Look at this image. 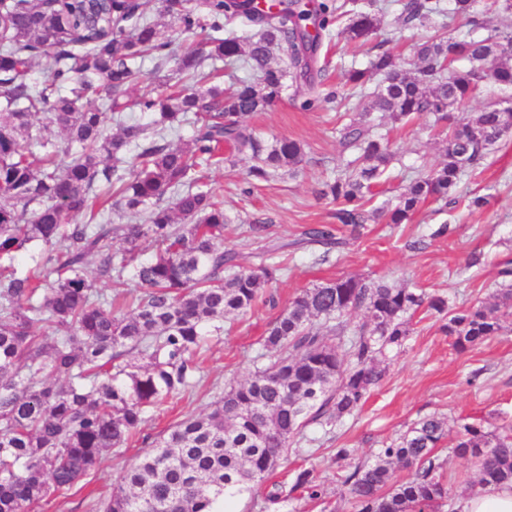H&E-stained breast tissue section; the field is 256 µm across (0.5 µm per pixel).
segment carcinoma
Returning a JSON list of instances; mask_svg holds the SVG:
<instances>
[{"label": "carcinoma", "instance_id": "obj_1", "mask_svg": "<svg viewBox=\"0 0 512 512\" xmlns=\"http://www.w3.org/2000/svg\"><path fill=\"white\" fill-rule=\"evenodd\" d=\"M377 0H345L352 40L367 41L380 25ZM161 14L183 33L204 34L182 55L168 31L145 17L140 0H0V512H30L51 493L63 494L93 469L103 452L133 441L148 409L192 386L207 336L224 333V320L246 313L278 280L279 263L246 270L224 250L231 219L224 204L200 185L197 173L246 160L247 183L279 170L298 171L303 146L288 139L268 144L248 118L278 100L287 83H302L311 108L318 97L312 64L331 23L322 0H280L268 11L252 0H160ZM448 13L474 32L485 28L477 0H400L405 26L435 27ZM255 27L224 36V23ZM48 58L37 82L35 62ZM160 69L175 65L189 86L142 94L135 105L151 117L153 131L119 120L104 128V112L83 103L101 91L105 107L121 112L138 84L145 58ZM418 64L404 68L392 50L374 54L363 68L346 71V84L364 94L373 76L369 111L345 127L343 146L354 152L320 195L336 202V223L360 234L374 221L403 224L428 200L453 203L462 178L512 134V111L495 102L470 118L452 115L492 72V82L512 89V33L481 38L434 33L417 49ZM244 60L257 76L232 90L213 82L218 62ZM465 66L459 67L457 63ZM372 112L399 123L431 114L446 131L444 161L412 179L398 202L366 209L393 159L391 141L368 119ZM202 122L183 147L162 137L188 114ZM43 116L78 150L58 160L59 145L35 119ZM138 219L107 224L114 204ZM125 247L112 251V240ZM154 254L139 259V242ZM40 241L63 257L47 276H16L9 262ZM299 245L341 244L326 224L311 227ZM121 279L132 270L143 289L129 311L94 290L86 275ZM497 301L448 310L447 301L422 290L352 275L302 290L284 307L264 337L277 357L224 391L213 408L171 426L126 471L103 512H222L224 499L262 484L291 439L310 422L329 425L360 409L385 374L383 358L411 333L419 311L448 312L443 325L453 346L465 351L497 336L512 317V265ZM360 311L356 324L346 315ZM42 325L37 334L33 328ZM146 360L137 365L131 358ZM447 436L437 416L417 421L380 449L371 462L338 477L355 512H442L451 501L446 460L437 455ZM452 453L474 471L472 490L512 483V427L463 423L448 439ZM397 467L412 469L398 482ZM300 490L322 498L314 469L292 486L276 484L267 500H288Z\"/></svg>", "mask_w": 512, "mask_h": 512}]
</instances>
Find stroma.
I'll return each mask as SVG.
<instances>
[{"label":"stroma","instance_id":"35a3bbf8","mask_svg":"<svg viewBox=\"0 0 512 512\" xmlns=\"http://www.w3.org/2000/svg\"><path fill=\"white\" fill-rule=\"evenodd\" d=\"M398 14L397 5H390L379 30L365 43L347 39L348 16L332 20L331 37L323 41L315 63L322 71L324 91L343 87L344 69L366 67L371 55L393 46L406 67H414V48L428 31L402 26ZM359 117L352 103L344 100L303 108L301 98L289 90L271 109L254 114L250 124L265 140L287 138L303 145L305 161L300 170L280 172L250 187L244 180L245 165L226 164L206 173L205 181L234 222L224 245L239 254L243 268H256L268 257L286 266V273L271 287L276 307L259 303L227 320L223 336L212 341L205 354L199 383L150 411L138 442L104 453L96 468L66 495H49L34 512H102V503L137 463L146 442L176 421L208 411L225 388L252 373L279 308L303 289L356 275L442 295L453 309L492 301L501 283L499 269L512 262V136L500 141L482 165L464 177L455 193L457 207L429 201L410 223L368 224L359 237L348 238L325 261L320 249L294 248V241L310 225L336 221L335 203L320 191L349 156L341 143L342 128ZM384 130L394 143L395 157L387 181L368 203L372 209L395 203L411 178L427 175L443 159L432 117L407 125L389 122ZM478 195L489 196V205L470 207V199ZM243 224H262L266 230L248 239L239 231ZM441 325L440 316L417 313L404 344L387 352L385 377L363 407L327 427L309 424L289 447L275 480L301 468L314 469L325 492L322 499L313 501L297 491L287 501L272 504L263 486L235 497L234 512H353L340 496L337 474L373 459L420 419L444 418L452 432L461 422L511 423L512 332L459 352ZM340 448L350 449L348 459H337Z\"/></svg>","mask_w":512,"mask_h":512}]
</instances>
